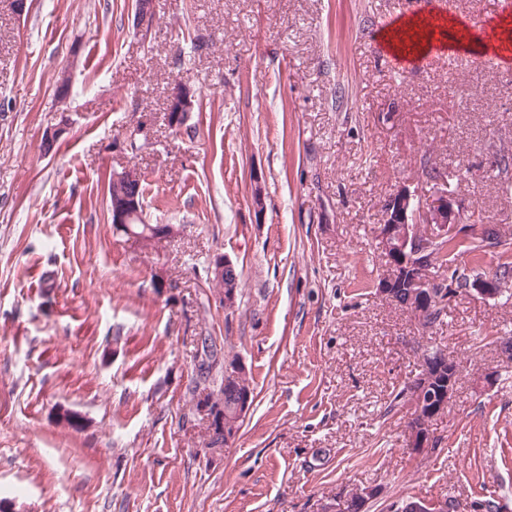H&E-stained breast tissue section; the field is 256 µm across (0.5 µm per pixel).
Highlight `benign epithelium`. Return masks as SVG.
I'll list each match as a JSON object with an SVG mask.
<instances>
[{"instance_id": "obj_1", "label": "benign epithelium", "mask_w": 512, "mask_h": 512, "mask_svg": "<svg viewBox=\"0 0 512 512\" xmlns=\"http://www.w3.org/2000/svg\"><path fill=\"white\" fill-rule=\"evenodd\" d=\"M192 98L180 86L173 88L169 124L178 128L191 117ZM468 207L451 189L448 179L436 182L428 194L402 182L387 196L383 205V224L380 229L382 251L386 258L385 270L377 283L378 294L389 302L396 301L397 289L406 290V308L418 322L437 300L435 289L441 277L430 244L455 233L464 223ZM137 196L124 193L112 205V223L122 226L139 217ZM505 284L489 276L474 280L469 294L481 298L503 295ZM460 372V364L444 356L424 366V373L413 380L416 385L415 416L419 420L407 425L406 446L415 454L433 447L431 421L443 414L453 399ZM407 512H460L456 503L448 498L419 500L406 505Z\"/></svg>"}]
</instances>
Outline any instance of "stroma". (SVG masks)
Returning <instances> with one entry per match:
<instances>
[{
    "label": "stroma",
    "mask_w": 512,
    "mask_h": 512,
    "mask_svg": "<svg viewBox=\"0 0 512 512\" xmlns=\"http://www.w3.org/2000/svg\"><path fill=\"white\" fill-rule=\"evenodd\" d=\"M415 15L497 24L512 0H155L147 28L134 0H28L20 16L0 0V502L316 512L370 488L365 512L444 496L512 512V299L456 297L424 329L376 292L384 200L401 182L430 191L422 156L451 178L469 167L461 198L512 234L493 164L512 154V62L394 66L378 34ZM177 83L192 138L165 120ZM131 165L149 223L179 230L157 252L107 219L112 173ZM218 254L242 274L231 311L207 280ZM202 336L253 381L220 449L190 394ZM435 346L461 373L415 455L391 402Z\"/></svg>",
    "instance_id": "1"
}]
</instances>
